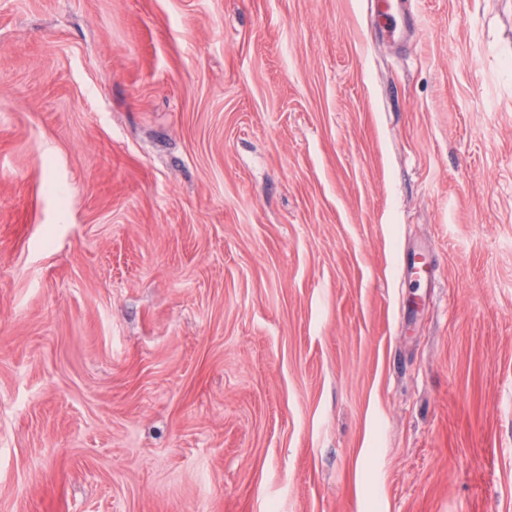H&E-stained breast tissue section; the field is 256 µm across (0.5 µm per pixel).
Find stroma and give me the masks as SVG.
<instances>
[{"label": "stroma", "mask_w": 512, "mask_h": 512, "mask_svg": "<svg viewBox=\"0 0 512 512\" xmlns=\"http://www.w3.org/2000/svg\"><path fill=\"white\" fill-rule=\"evenodd\" d=\"M0 512H512V0H0Z\"/></svg>", "instance_id": "obj_1"}]
</instances>
